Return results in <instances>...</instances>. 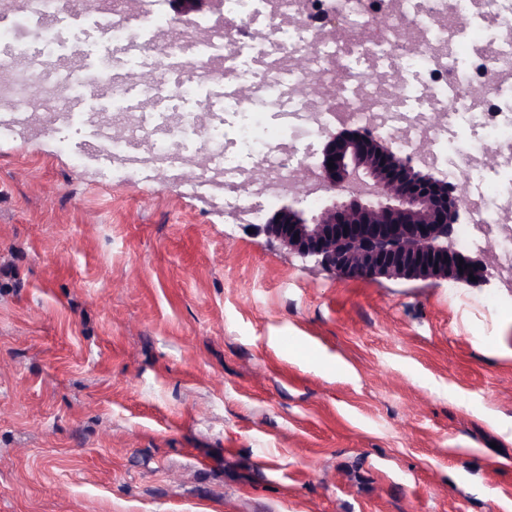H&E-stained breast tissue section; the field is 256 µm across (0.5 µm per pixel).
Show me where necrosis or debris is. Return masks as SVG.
I'll return each instance as SVG.
<instances>
[{
  "instance_id": "obj_1",
  "label": "necrosis or debris",
  "mask_w": 512,
  "mask_h": 512,
  "mask_svg": "<svg viewBox=\"0 0 512 512\" xmlns=\"http://www.w3.org/2000/svg\"><path fill=\"white\" fill-rule=\"evenodd\" d=\"M297 2L223 0L221 18L209 41L202 42L195 33L171 28L155 6L144 7L132 17L127 0H69L71 14L95 20L108 43L99 52L94 79L88 83L84 69L66 71L59 64L71 54L62 47L56 26L59 0H23L21 16H31L34 5L42 7L44 21L38 39L44 50L37 55L24 51L21 43L27 28H0V42L15 47L9 57L10 76L0 81V103L20 105L14 130L35 127L37 118H49L54 110L61 113L57 125L62 128L76 121L90 124L85 87L106 93L117 106L112 123L123 127L124 133L94 141L91 148L95 154H107L115 173L130 176L151 168L180 175L190 157L181 145L196 141L205 157L198 171L200 183L222 195L256 184L260 202L245 213L251 224L262 223L265 207L277 200L270 185L291 182L308 169L310 159L301 155L297 139L288 138L260 117L240 127L231 142L218 135L214 123H199L194 113L179 110L170 111L162 124L152 127L145 119L146 106L157 105L164 97L187 98L189 90L199 87H220L225 111L242 112L247 103L260 102L268 112H294L300 125L313 134L355 120L397 135L396 146L403 153L426 143L431 158L442 166L446 163L442 153L445 130L429 126L425 118L455 104L479 117L486 149L512 155V120L500 106L502 87L512 83V36L470 53L461 41L477 20L492 23L511 12L512 0H471L466 11L459 10L458 0H407L391 14L385 11L386 0H315L306 25L284 26L283 17L296 9ZM430 7L443 19L448 53H465V73L438 59L429 33L415 27V20ZM328 9L345 22L342 36L333 43L326 42L321 30L320 16ZM317 44L321 52L315 53L307 69L298 72V82H290L289 73L296 72L294 57ZM381 46L390 48L386 63L395 70L404 68L410 56L423 58L421 67L410 70L419 88L416 104H409L400 89L354 76L357 62L371 59ZM132 73L137 76L141 97L135 107L126 104ZM312 81L328 83L331 97L298 93V85ZM243 88L250 91L245 102L237 95ZM464 202L474 220L463 226L461 243L472 248L482 232H496L491 210L498 201L484 187L466 195Z\"/></svg>"
}]
</instances>
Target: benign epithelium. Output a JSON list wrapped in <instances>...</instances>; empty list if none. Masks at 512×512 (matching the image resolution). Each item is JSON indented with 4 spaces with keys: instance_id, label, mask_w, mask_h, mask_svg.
<instances>
[{
    "instance_id": "obj_1",
    "label": "benign epithelium",
    "mask_w": 512,
    "mask_h": 512,
    "mask_svg": "<svg viewBox=\"0 0 512 512\" xmlns=\"http://www.w3.org/2000/svg\"><path fill=\"white\" fill-rule=\"evenodd\" d=\"M179 22L201 35L209 29L190 14L202 0H177ZM393 138L370 127L334 134L315 164L318 184L300 180L280 192L285 201L267 217L264 231L304 260L335 275L369 279L443 278L488 284L499 264L481 263L459 248V226L470 219L457 186L428 158V146L409 154L392 150ZM334 167H328L329 163ZM322 189L324 204L303 206Z\"/></svg>"
}]
</instances>
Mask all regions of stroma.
<instances>
[{
	"label": "stroma",
	"mask_w": 512,
	"mask_h": 512,
	"mask_svg": "<svg viewBox=\"0 0 512 512\" xmlns=\"http://www.w3.org/2000/svg\"><path fill=\"white\" fill-rule=\"evenodd\" d=\"M0 512H512V291L0 129Z\"/></svg>",
	"instance_id": "1"
}]
</instances>
